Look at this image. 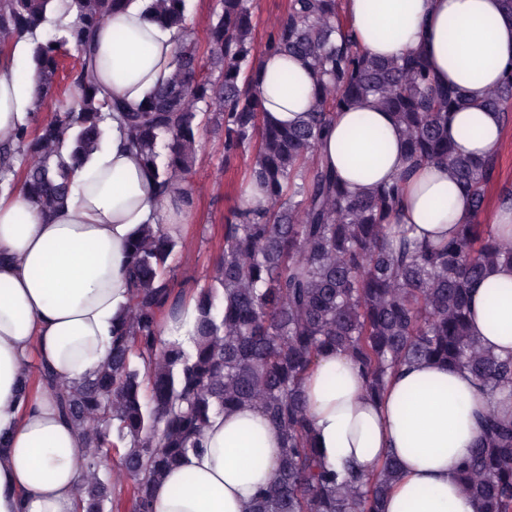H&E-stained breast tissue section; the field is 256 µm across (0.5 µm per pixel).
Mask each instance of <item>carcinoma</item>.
<instances>
[{
  "label": "carcinoma",
  "instance_id": "cac0c4a2",
  "mask_svg": "<svg viewBox=\"0 0 512 512\" xmlns=\"http://www.w3.org/2000/svg\"><path fill=\"white\" fill-rule=\"evenodd\" d=\"M126 2L0 0V58L29 41L39 104L49 101L53 111L0 145V190L19 186L45 213L57 212L76 166L120 112L130 146L154 173L159 205L174 186L188 188L203 129L222 140L224 162L250 158L248 181L266 199L226 220L211 283L195 294L199 319L189 346L160 333L161 316L183 302L171 263L178 241L145 224L128 246L130 303L113 326L106 363L77 383L40 366L25 377L23 394L56 389L63 416L84 433L78 510L153 512V485L197 448L208 421L258 406L283 446L254 512H384L396 464L371 477L324 467L311 444L302 382L333 348L362 368L373 393L400 365L429 360L464 366L512 394V356L485 351L468 328L473 284L489 267L512 264V242L478 223L495 159L459 154L448 141V121L468 99L437 85L418 51L391 59L364 52L347 29L343 0H288L260 44L254 0H220L202 42L187 25L186 0H150V19L183 39L167 81L132 106L96 81L92 44L95 29ZM67 15L72 20L62 22ZM266 52L306 60L318 79L320 99L294 126L269 124L250 90ZM69 55V86L58 94L56 72ZM369 97L403 128L411 165L394 183L351 196L316 147L337 109ZM484 106L512 111V77ZM432 161L448 163L472 209L457 238L441 246L389 223L413 168ZM481 426L461 479L476 512H512V421L488 412Z\"/></svg>",
  "mask_w": 512,
  "mask_h": 512
}]
</instances>
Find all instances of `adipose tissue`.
I'll list each match as a JSON object with an SVG mask.
<instances>
[{"mask_svg":"<svg viewBox=\"0 0 512 512\" xmlns=\"http://www.w3.org/2000/svg\"><path fill=\"white\" fill-rule=\"evenodd\" d=\"M129 0L95 33L98 78L127 102L143 101L171 73L173 29L145 19ZM354 38L382 58L422 51L438 84L471 107L448 124L459 153L488 157L503 133L501 112L483 108L488 91L512 75V13L502 0H344ZM34 72L0 64V143L13 141L38 105ZM253 92L280 127L301 121L319 85L306 62L262 55ZM349 193L394 181L407 164L391 112L367 100L338 110L317 146ZM186 195L158 203L153 174L127 150L119 127L74 177L65 207L45 214L22 193H0V512H75L84 480L83 433L61 413L55 391L21 395L29 366L76 382L112 346V325L128 307L127 246L144 224L185 233ZM471 215L447 165H422L390 221L410 237L444 243ZM469 330L491 354L512 355V264L491 268L471 290ZM311 440L324 465L378 471L398 464L385 512H475L459 467L480 438L487 412L512 419V398L481 387L464 367L420 361L369 394L351 357L327 350L302 384ZM282 438L256 407L211 418L200 451L188 453L153 491V512H252L258 486L273 476Z\"/></svg>","mask_w":512,"mask_h":512,"instance_id":"obj_1","label":"adipose tissue"}]
</instances>
